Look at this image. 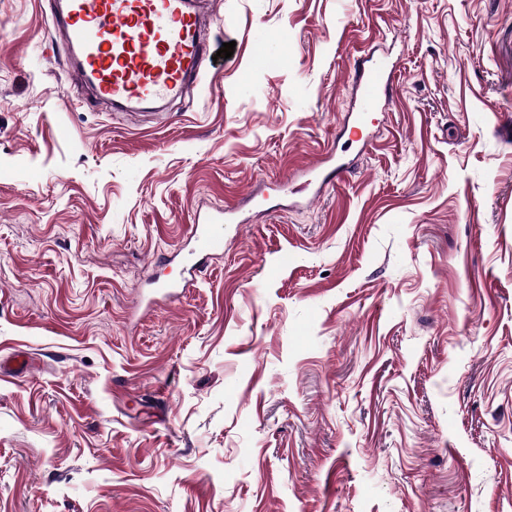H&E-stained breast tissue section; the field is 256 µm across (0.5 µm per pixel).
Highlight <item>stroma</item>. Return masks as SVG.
Returning a JSON list of instances; mask_svg holds the SVG:
<instances>
[{
  "label": "stroma",
  "mask_w": 512,
  "mask_h": 512,
  "mask_svg": "<svg viewBox=\"0 0 512 512\" xmlns=\"http://www.w3.org/2000/svg\"><path fill=\"white\" fill-rule=\"evenodd\" d=\"M204 12L233 55L116 112L74 101L39 0H0V512H512V0ZM392 70L393 66H389L384 60L368 66H365L363 61L357 64L354 70V81L362 103L357 122H364L367 118V113L364 112H368L372 107L386 100ZM239 207H225L223 210H217L220 217L208 219L202 224H196L192 231L193 248L191 255L197 259L189 268L183 269L182 279L172 285L163 287L168 288L163 293L165 297L174 294L176 288H190L194 285L197 277L203 271V260L211 256L219 255L224 252V228L225 224H239L236 215L240 212ZM187 274V275H186Z\"/></svg>",
  "instance_id": "stroma-1"
}]
</instances>
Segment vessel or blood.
<instances>
[{
    "mask_svg": "<svg viewBox=\"0 0 512 512\" xmlns=\"http://www.w3.org/2000/svg\"><path fill=\"white\" fill-rule=\"evenodd\" d=\"M51 27L72 75L74 99L87 91L133 111L149 101L182 95L197 81L207 54L205 31L190 0H48ZM392 68L386 61L357 64L354 81L365 113L386 100ZM237 208L194 225L195 261L179 281L193 286L204 261L224 251V227L236 223Z\"/></svg>",
    "mask_w": 512,
    "mask_h": 512,
    "instance_id": "1",
    "label": "vessel or blood"
}]
</instances>
